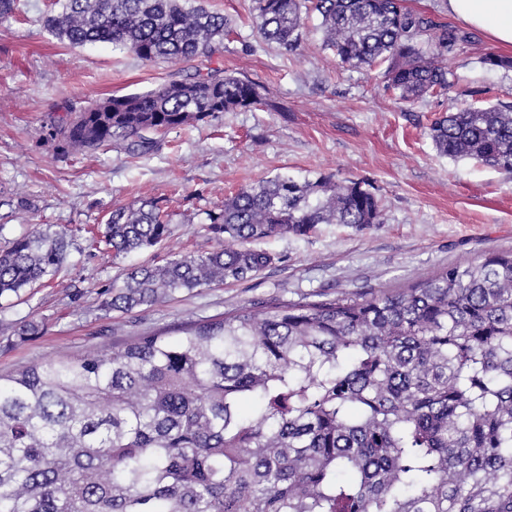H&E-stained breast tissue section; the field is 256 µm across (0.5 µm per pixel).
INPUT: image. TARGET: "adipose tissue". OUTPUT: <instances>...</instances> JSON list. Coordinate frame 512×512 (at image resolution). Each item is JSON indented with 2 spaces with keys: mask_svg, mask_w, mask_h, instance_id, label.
<instances>
[{
  "mask_svg": "<svg viewBox=\"0 0 512 512\" xmlns=\"http://www.w3.org/2000/svg\"><path fill=\"white\" fill-rule=\"evenodd\" d=\"M446 11L461 24L483 31L496 46L512 47V0H447Z\"/></svg>",
  "mask_w": 512,
  "mask_h": 512,
  "instance_id": "adipose-tissue-1",
  "label": "adipose tissue"
}]
</instances>
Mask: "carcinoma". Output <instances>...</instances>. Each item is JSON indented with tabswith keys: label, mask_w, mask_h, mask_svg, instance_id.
Here are the masks:
<instances>
[{
	"label": "carcinoma",
	"mask_w": 512,
	"mask_h": 512,
	"mask_svg": "<svg viewBox=\"0 0 512 512\" xmlns=\"http://www.w3.org/2000/svg\"><path fill=\"white\" fill-rule=\"evenodd\" d=\"M45 18L72 46L111 43L143 62L208 58L229 21L193 0H60ZM262 40L288 53L303 16L346 67L385 63L406 101L448 89L466 36L404 0H252ZM255 83L221 69L70 108L46 139L61 155L252 108ZM437 151L512 173V105L436 118ZM365 182L276 175L207 213L224 245L173 252L112 284L106 307L244 281L278 256L252 243L319 224L382 223ZM171 235L160 200L113 210L117 258ZM67 235L37 225L0 251V296L53 277ZM0 512H512V250L442 268L395 291L241 306L173 338L146 331L109 348L0 374Z\"/></svg>",
	"instance_id": "1"
}]
</instances>
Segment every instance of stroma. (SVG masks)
<instances>
[{"label":"stroma","mask_w":512,"mask_h":512,"mask_svg":"<svg viewBox=\"0 0 512 512\" xmlns=\"http://www.w3.org/2000/svg\"><path fill=\"white\" fill-rule=\"evenodd\" d=\"M199 2L231 23L223 50L199 67L267 87L271 102L170 130L140 158L115 147L61 156L44 127L67 105L156 88L173 74L171 64L145 63L109 44L60 43L42 24L52 0H21L0 21V249L36 224L65 230L70 241L51 280L0 298V373L146 330L174 332L241 305L406 288L512 249V173L441 155L429 136L439 115L487 106L485 87L512 102V70L483 64L495 47L481 31L464 28L466 40L448 60L447 94L405 102L380 72L341 66L323 46L316 16L303 19L300 50L283 54L260 39L251 0ZM277 174L365 182L381 198L384 220L261 240L258 248L278 260L251 280L182 291L150 307L104 309L130 267L216 248L207 212L231 191ZM152 198L170 202L167 242L118 259L97 248V229L112 210ZM28 320L39 334L13 337Z\"/></svg>","instance_id":"obj_1"}]
</instances>
